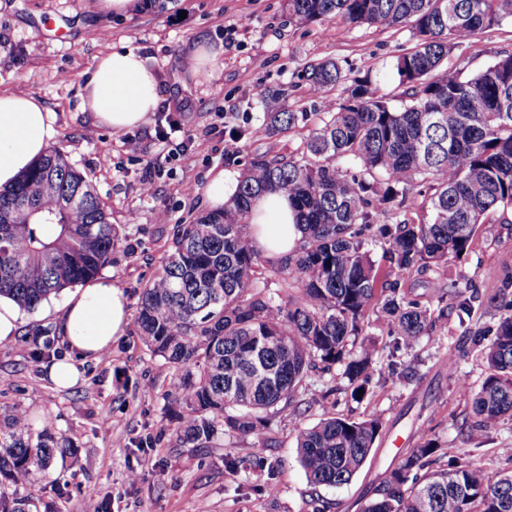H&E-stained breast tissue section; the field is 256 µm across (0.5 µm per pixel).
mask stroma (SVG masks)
<instances>
[{"label":"stroma","instance_id":"35a3bbf8","mask_svg":"<svg viewBox=\"0 0 512 512\" xmlns=\"http://www.w3.org/2000/svg\"><path fill=\"white\" fill-rule=\"evenodd\" d=\"M138 4L131 15L116 17L98 11L94 0H0V90L33 94L55 113L56 147L93 186L119 238L134 244V253L115 251L104 268L124 290L133 315L177 225L191 223L206 210L214 173L241 171L255 153L302 150L305 128L283 138L259 134L265 91L287 88L288 111L325 112L327 99L343 98V87L327 96L316 94L299 73L310 61L333 58L349 78L371 76L380 95L391 99L400 92L392 61L413 44L405 28H346L333 21L295 25L285 0ZM200 33L224 45L220 80L184 79L181 57ZM120 47L138 50L158 72L169 111L186 132L185 150L161 139L159 117L122 134L95 125L91 114L81 110L96 57ZM503 49H512L510 19L453 52L448 64L471 75ZM129 137L140 142V154L126 150ZM511 271L512 226L484 224L468 254L452 263L450 274L433 268L405 280L403 287L412 298L433 306L447 292L449 275L469 278L486 298ZM66 299L62 293L23 312L18 335L0 345V422L9 408L21 406L35 430L65 435L78 447L77 459L57 463V486L43 495L62 512H80L91 497L105 501L109 512H197L202 506L208 512H313L318 499L330 503V512H357L356 502L381 479L400 449L427 438L461 449L492 470L512 466V421L492 426L480 439L470 433L473 390L485 377L480 350H470L459 361L468 388L448 375V351L461 340L456 317L439 321L422 337L413 380L384 374L387 326L374 319L366 342L374 358L373 392L363 402L342 393L335 401L322 400L323 390L343 383V368L336 364L306 379L302 417L288 408L281 411L264 443L241 437L225 440L220 448H176L170 438L179 404L171 382L180 366L152 356L129 332L113 342L107 358L75 357L57 333ZM48 336L59 356L74 359L82 374L76 385L55 387L44 361L34 360ZM327 412L354 419L375 414L383 427L375 453L350 484L314 489L297 460L293 428L296 421L312 424ZM228 449L242 457L278 460L275 493L265 491L266 478L259 473L226 472ZM133 472L139 475L134 482L129 479Z\"/></svg>","mask_w":512,"mask_h":512}]
</instances>
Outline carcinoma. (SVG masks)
Masks as SVG:
<instances>
[{"mask_svg":"<svg viewBox=\"0 0 512 512\" xmlns=\"http://www.w3.org/2000/svg\"><path fill=\"white\" fill-rule=\"evenodd\" d=\"M287 10L297 25L408 27L415 44L393 62L398 103L367 78L351 80L299 155L254 154L224 209L178 225L142 290L134 330L150 352L182 367L172 385L183 403L175 447L262 440L275 414L297 406L302 382L320 365L343 366V392L367 397L373 360L354 346L372 314L386 319L392 356L413 355L440 319L455 314L486 363L472 402V430L481 435L512 417V274L488 298L496 314L483 325L474 321L481 299L474 284L462 290L451 281L454 302L441 296L434 309L409 298L401 281L448 268L481 225L512 223V50L470 78L448 66L453 51L512 18V0H287ZM300 80L325 93L346 74L327 59L307 64ZM284 97L282 88L262 96L270 137L308 121L306 112L285 111ZM267 193L288 196L303 226L298 247L278 261L254 248L248 229L255 199ZM419 196L425 215L417 220L410 212ZM2 221L10 225L0 234V295L28 312L95 276L120 245L94 188L55 147L0 189ZM377 244L379 262L371 256ZM264 264L300 292L296 300L269 292ZM381 429L373 416L295 423L308 484L350 483ZM77 453L71 439L34 431L26 410L14 408L0 424V512L38 508L55 485L52 462ZM224 468L240 474L252 465L228 452ZM358 512H512V470L490 471L428 439L389 466Z\"/></svg>","mask_w":512,"mask_h":512,"instance_id":"obj_1","label":"carcinoma"}]
</instances>
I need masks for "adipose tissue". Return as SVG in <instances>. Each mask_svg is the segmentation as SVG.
Returning a JSON list of instances; mask_svg holds the SVG:
<instances>
[{
	"mask_svg": "<svg viewBox=\"0 0 512 512\" xmlns=\"http://www.w3.org/2000/svg\"><path fill=\"white\" fill-rule=\"evenodd\" d=\"M181 64L192 76L219 78L224 46L201 37ZM164 99L156 71L147 57L123 48L98 57L81 97L82 111L99 125L119 133L147 124ZM58 135L56 116L33 95L0 92V188L10 187L45 154ZM254 245L278 260L294 251L302 231L287 200L276 194L260 196L250 216ZM129 323L128 302L110 274L85 282L70 293L60 329L70 349L96 360L108 352Z\"/></svg>",
	"mask_w": 512,
	"mask_h": 512,
	"instance_id": "obj_1",
	"label": "adipose tissue"
}]
</instances>
